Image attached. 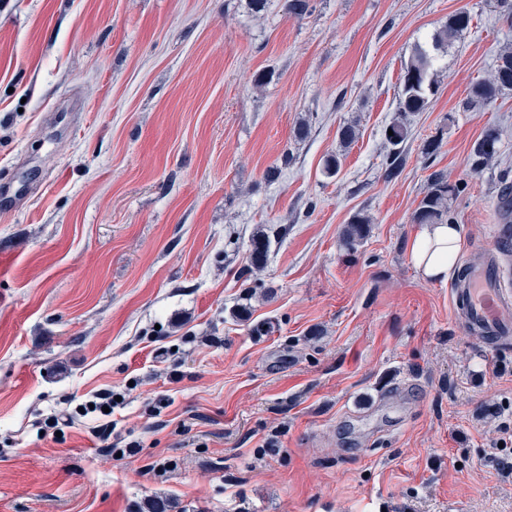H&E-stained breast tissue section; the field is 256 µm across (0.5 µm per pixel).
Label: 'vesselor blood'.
Here are the masks:
<instances>
[{"mask_svg":"<svg viewBox=\"0 0 512 512\" xmlns=\"http://www.w3.org/2000/svg\"><path fill=\"white\" fill-rule=\"evenodd\" d=\"M498 209L494 248L453 292L464 330L492 345L512 340V320L501 316L502 309L512 305V195L501 194Z\"/></svg>","mask_w":512,"mask_h":512,"instance_id":"1","label":"vessel or blood"}]
</instances>
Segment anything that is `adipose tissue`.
Listing matches in <instances>:
<instances>
[{
    "instance_id": "obj_1",
    "label": "adipose tissue",
    "mask_w": 512,
    "mask_h": 512,
    "mask_svg": "<svg viewBox=\"0 0 512 512\" xmlns=\"http://www.w3.org/2000/svg\"><path fill=\"white\" fill-rule=\"evenodd\" d=\"M463 247L460 225H421L411 248L412 262L426 279L448 281Z\"/></svg>"
}]
</instances>
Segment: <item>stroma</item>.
<instances>
[{
    "mask_svg": "<svg viewBox=\"0 0 512 512\" xmlns=\"http://www.w3.org/2000/svg\"><path fill=\"white\" fill-rule=\"evenodd\" d=\"M311 3L0 0V186L27 190L0 203V512H512L491 445L512 436V343L465 334L453 281L410 254L436 171L458 267L491 247L512 93L464 104L512 23L498 0ZM461 11L388 178L403 67ZM104 389L136 456L90 418L40 436ZM470 22L471 17L467 12H458L451 15L444 28L434 35L433 49L437 50L441 46L452 45L468 29ZM501 134L494 128L487 129L473 146L471 154L473 170H479L485 163L495 158L499 153ZM368 224H371L368 216L361 213L353 215L344 230V246L352 248L362 241L366 236Z\"/></svg>",
    "mask_w": 512,
    "mask_h": 512,
    "instance_id": "stroma-1",
    "label": "stroma"
}]
</instances>
